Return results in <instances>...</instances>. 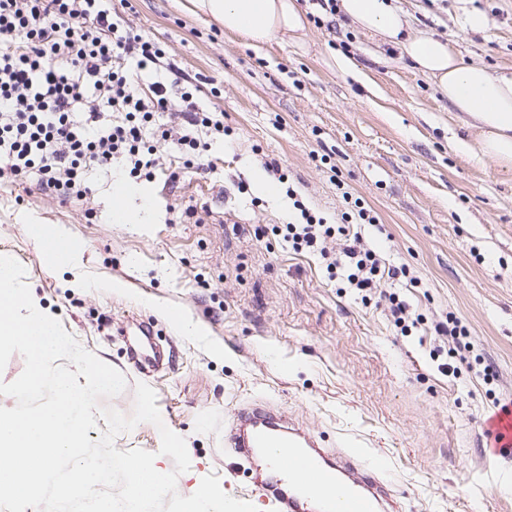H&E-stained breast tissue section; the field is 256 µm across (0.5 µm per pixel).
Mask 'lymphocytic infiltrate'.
Here are the masks:
<instances>
[{
  "instance_id": "1",
  "label": "lymphocytic infiltrate",
  "mask_w": 512,
  "mask_h": 512,
  "mask_svg": "<svg viewBox=\"0 0 512 512\" xmlns=\"http://www.w3.org/2000/svg\"><path fill=\"white\" fill-rule=\"evenodd\" d=\"M102 0H0V181L34 177L67 198L86 197V173L121 163L130 178L148 179L159 163L158 145H173L186 160L204 150L200 133L224 137L223 113L200 108L192 91L180 95L188 114L179 128L146 132L157 113L169 111L166 86L153 83L141 96L134 70L162 65L166 54L155 41L119 29ZM296 221L275 224L271 234L297 253L318 256L330 277L370 302L387 282L418 286L405 266L387 264L368 246L361 228L377 223L361 203L330 223L288 190ZM451 348L444 372L457 374L471 348L469 330L456 316L434 326Z\"/></svg>"
}]
</instances>
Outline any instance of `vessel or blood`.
<instances>
[{"mask_svg": "<svg viewBox=\"0 0 512 512\" xmlns=\"http://www.w3.org/2000/svg\"><path fill=\"white\" fill-rule=\"evenodd\" d=\"M224 445L258 463L255 483L272 512H386L381 475L361 451L329 457L273 407L252 403L236 411Z\"/></svg>", "mask_w": 512, "mask_h": 512, "instance_id": "obj_1", "label": "vessel or blood"}]
</instances>
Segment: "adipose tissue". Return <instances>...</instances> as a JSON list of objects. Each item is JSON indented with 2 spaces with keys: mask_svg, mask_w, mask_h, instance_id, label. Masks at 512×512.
I'll list each match as a JSON object with an SVG mask.
<instances>
[{
  "mask_svg": "<svg viewBox=\"0 0 512 512\" xmlns=\"http://www.w3.org/2000/svg\"><path fill=\"white\" fill-rule=\"evenodd\" d=\"M194 5L254 47L301 36L308 24L300 0H194ZM340 10L362 32L380 35L434 80L471 131V140L459 141L461 150L512 168V74L464 63L449 42L411 30L390 0H341Z\"/></svg>",
  "mask_w": 512,
  "mask_h": 512,
  "instance_id": "obj_1",
  "label": "adipose tissue"
}]
</instances>
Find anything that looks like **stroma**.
I'll return each mask as SVG.
<instances>
[{"label": "stroma", "instance_id": "1", "mask_svg": "<svg viewBox=\"0 0 512 512\" xmlns=\"http://www.w3.org/2000/svg\"><path fill=\"white\" fill-rule=\"evenodd\" d=\"M412 28L449 40L467 63L512 72V0H395ZM112 20L158 42L175 72L141 75L137 91L188 83L222 111L231 134L184 167L171 145L143 187L139 224L111 222L119 170L95 169L87 199L64 201L37 181L0 185V256L16 259L42 312L119 370L110 407L131 414L134 388L157 395L165 425L191 459L177 479L189 496L208 474L229 496L269 512L236 475L224 447L232 413L266 399L331 451L349 442L380 465L397 512H512V454H491L488 417L512 402V170L453 147L466 132L433 81L400 52L343 16L308 24L301 42L246 46L191 0H106ZM489 29H463L467 10ZM358 70L337 69L336 55ZM277 161L328 216L344 194L378 216L366 238L421 284L400 289L424 327L398 335L386 301L363 304L315 256L269 247L255 227L284 224L287 195L253 191L252 174ZM248 192H240V185ZM66 230L78 269L55 267L32 224ZM199 328L183 338L170 316ZM461 318L471 368L445 376L431 350L434 324ZM149 325L164 353L156 373L130 350Z\"/></svg>", "mask_w": 512, "mask_h": 512}]
</instances>
